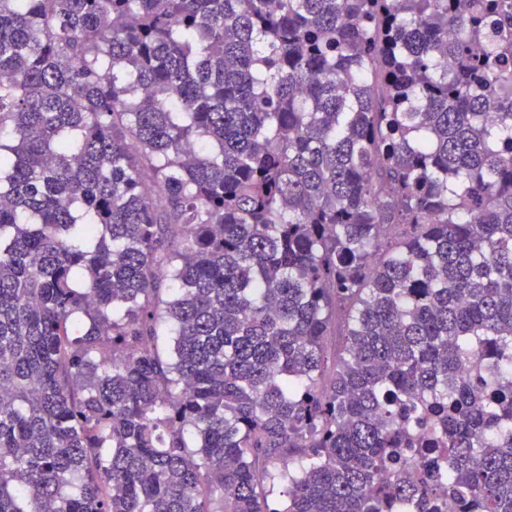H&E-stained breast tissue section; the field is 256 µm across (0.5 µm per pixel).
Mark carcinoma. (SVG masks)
<instances>
[{"mask_svg": "<svg viewBox=\"0 0 512 512\" xmlns=\"http://www.w3.org/2000/svg\"><path fill=\"white\" fill-rule=\"evenodd\" d=\"M7 125L0 512H512V0H0Z\"/></svg>", "mask_w": 512, "mask_h": 512, "instance_id": "cac0c4a2", "label": "carcinoma"}]
</instances>
